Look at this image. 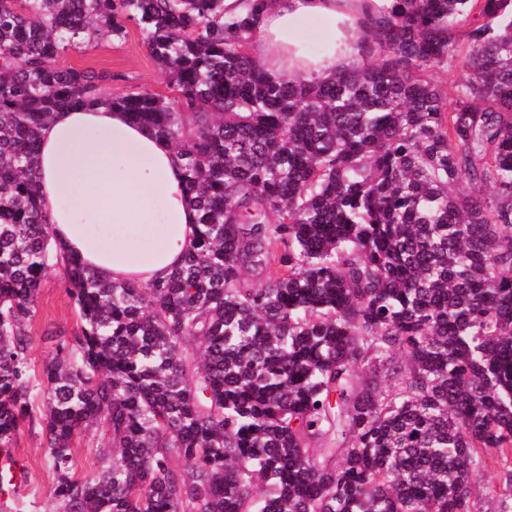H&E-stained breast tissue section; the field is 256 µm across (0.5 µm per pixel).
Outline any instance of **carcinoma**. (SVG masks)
I'll return each mask as SVG.
<instances>
[{
    "instance_id": "obj_1",
    "label": "carcinoma",
    "mask_w": 512,
    "mask_h": 512,
    "mask_svg": "<svg viewBox=\"0 0 512 512\" xmlns=\"http://www.w3.org/2000/svg\"><path fill=\"white\" fill-rule=\"evenodd\" d=\"M401 3L335 77L271 82L265 0H0V448L44 413L52 512H475L492 458L512 512V0ZM127 21L175 97L57 64ZM91 104L180 161L195 246L164 281L53 245L38 135ZM51 264L80 328L48 336L38 394ZM94 426L108 452L77 480ZM102 430H93L81 433L72 440L71 455L77 477H91L99 470V448Z\"/></svg>"
}]
</instances>
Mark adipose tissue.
<instances>
[{"instance_id": "ef3b65f1", "label": "adipose tissue", "mask_w": 512, "mask_h": 512, "mask_svg": "<svg viewBox=\"0 0 512 512\" xmlns=\"http://www.w3.org/2000/svg\"><path fill=\"white\" fill-rule=\"evenodd\" d=\"M398 0H268L250 47L267 73L326 80L357 59L363 35ZM329 30L309 54L304 21ZM38 180L54 240L101 278H167L195 245L196 211L167 142L107 106L58 112L39 134Z\"/></svg>"}]
</instances>
